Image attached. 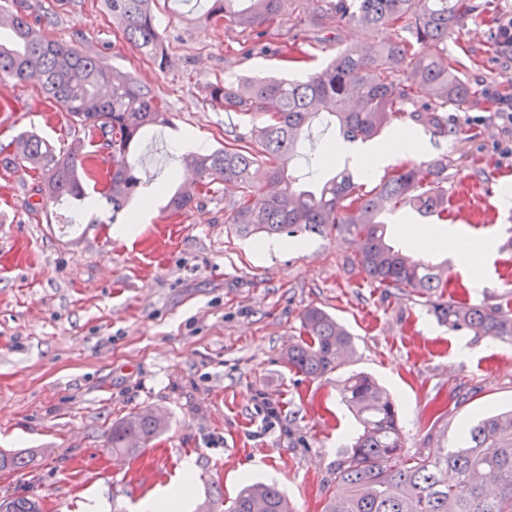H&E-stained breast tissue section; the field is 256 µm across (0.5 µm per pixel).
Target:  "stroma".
<instances>
[{
    "label": "stroma",
    "instance_id": "1",
    "mask_svg": "<svg viewBox=\"0 0 512 512\" xmlns=\"http://www.w3.org/2000/svg\"><path fill=\"white\" fill-rule=\"evenodd\" d=\"M32 18L61 41L79 40L101 61L152 88L169 124L148 130L134 153L141 177L165 184L181 151L172 134L186 131L205 151L223 147L224 130H250V118L212 111L207 84L286 77L273 53L244 55L238 29L204 25L209 0H156L155 23L169 64L159 69L126 39L103 0H25ZM398 30L326 23L306 45L303 72L340 47L393 41ZM483 16L462 22L448 41L452 58L471 56L465 79L496 98L494 111L472 103L449 109L458 138L431 137L401 120L372 140L387 145L411 135L417 149L389 159L365 188L407 162L448 160V224L494 242L491 255L463 270L446 246L409 243L425 217L400 207L384 216L396 247L440 265L445 295L512 307V58L487 54ZM0 144L38 134L61 148L91 147L83 132L52 111L31 82H0ZM29 164H0V451L35 449L24 470L0 471V496H33L42 512H84L90 493L111 512H134L141 498L176 483L195 458L197 480L178 512L210 500L222 512L244 480L278 484L293 512H322L336 467L357 430L341 400L351 372L371 375L395 399L405 448L419 453L452 444L457 432L495 408L512 406V344L449 331L427 297L390 293L356 264L357 246L336 230L304 233L301 249L259 253L257 238L227 224L225 204L238 188L224 185L172 216L154 201V216L131 237L118 234L125 214L100 203L93 221L67 223L66 206L38 191ZM481 274V291L469 286ZM319 307L352 335L353 352L339 368L312 378L284 360L298 342L300 316ZM465 344L468 356L457 353ZM156 409L166 431L137 456L112 452L107 433L126 414Z\"/></svg>",
    "mask_w": 512,
    "mask_h": 512
}]
</instances>
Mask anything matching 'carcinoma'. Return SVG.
<instances>
[{
  "mask_svg": "<svg viewBox=\"0 0 512 512\" xmlns=\"http://www.w3.org/2000/svg\"><path fill=\"white\" fill-rule=\"evenodd\" d=\"M155 0H104L125 37L138 42L160 68L168 65L164 38L157 30ZM294 0H211L207 24L226 21L265 43L254 49L274 51L300 65L306 52L292 40L281 47L270 31L282 24L283 10ZM301 16L311 31L336 24V38L352 25L395 27L404 35L361 52L341 50L327 66L301 80L263 77L212 83L206 102L214 109L260 119L243 145L183 158L188 178L168 199L171 214L185 212L202 194L222 183L240 188L225 206L227 223L242 236H292L320 232L327 225L352 237L357 264L367 277L392 292L410 291L435 298L433 312L448 330L512 343V309L467 304L444 298L439 267L390 243L383 215L398 206L445 220L448 162L403 164L374 187L362 190L347 168L304 184L288 173L312 124L327 116L336 129L334 147L366 143L398 116H406L438 138L459 137L448 124V107L460 108L483 96V89L460 76L461 62L448 58V35L468 15L486 5L475 0H301ZM7 40H0V80L24 82L35 74L40 92L64 112L70 125L90 137V146L107 155V181L99 183L88 165L91 157L64 152L33 133L13 139V158L36 161L43 175L39 191L52 202L71 205L79 219L93 201L84 182L102 185V196L117 216L135 195L159 197L157 186L143 180L132 162L134 148L148 128L169 123L166 107L152 88L129 73L105 66L76 43L50 37L24 13L11 14ZM491 54L512 56V23L500 25L488 46ZM309 340L288 348L289 366L321 377L352 351L348 330L318 307L301 315ZM360 430L336 467V489L323 512H512V410L488 413L464 427L451 447L436 444L424 454L404 452V434L390 394L364 373H352L340 389ZM166 414L133 412L112 423V451L136 455L167 428ZM29 453L0 452V471L30 465ZM0 512H41L39 501L19 496L0 500ZM225 512H291L275 485L248 484Z\"/></svg>",
  "mask_w": 512,
  "mask_h": 512,
  "instance_id": "obj_1",
  "label": "carcinoma"
}]
</instances>
